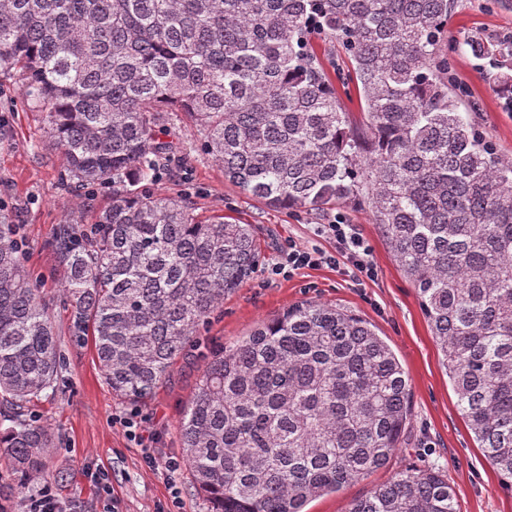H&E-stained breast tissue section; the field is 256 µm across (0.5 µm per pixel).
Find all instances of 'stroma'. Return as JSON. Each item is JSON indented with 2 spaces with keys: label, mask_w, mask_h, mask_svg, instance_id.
<instances>
[{
  "label": "stroma",
  "mask_w": 512,
  "mask_h": 512,
  "mask_svg": "<svg viewBox=\"0 0 512 512\" xmlns=\"http://www.w3.org/2000/svg\"><path fill=\"white\" fill-rule=\"evenodd\" d=\"M512 38V0H453L448 33L439 44L448 72L467 91L462 110L472 117L499 154L512 159V104L484 80L488 62L471 55L466 41ZM0 208L20 224L25 264L55 322L64 364L55 390L34 401L32 413L49 424L55 437L51 466L66 471L56 485L64 512H210L193 485L188 469L170 479L146 463L144 453L181 457L179 424L202 372V353L215 344L229 345L263 321L296 304L319 301L359 314L385 337L410 380V416L400 448L388 465L339 492L312 501L307 512H348L354 500L405 471L434 470L447 479L459 512H512V493L503 489L496 470L474 442L457 407L456 396L440 364L435 338L420 308L415 289L393 260L370 209L353 203L340 207L359 225L372 249L377 277L352 286L335 268H307L292 278L267 280L256 272L243 287L225 296L155 394L131 403L105 383L91 342L73 334V313L60 291L64 269L52 249L65 221L91 225L96 213L112 203L108 190H69L63 186L65 159L49 143L45 115L24 96L17 80H0ZM170 138L181 149L180 162L156 188L180 198L190 196L199 220L224 215L253 225L262 262H269L278 241L292 237L306 245L332 250L314 237L311 225L326 213L274 209L241 193L225 180L224 169L198 149L200 134L183 113L173 115ZM136 412L138 437H130L118 417ZM105 476L110 493L97 487Z\"/></svg>",
  "instance_id": "1"
}]
</instances>
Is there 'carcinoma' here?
I'll use <instances>...</instances> for the list:
<instances>
[{"label":"carcinoma","mask_w":512,"mask_h":512,"mask_svg":"<svg viewBox=\"0 0 512 512\" xmlns=\"http://www.w3.org/2000/svg\"><path fill=\"white\" fill-rule=\"evenodd\" d=\"M452 0H0V75L20 80L63 152V180L112 191L87 233L54 242L76 332L112 392L152 394L261 251L250 224H203L188 198L151 190L180 153L172 113L201 127L224 179L271 208L368 207L416 288L485 458L512 491V161L448 89ZM314 35L341 48L350 123ZM512 58L509 41H466ZM512 99V75L489 71ZM180 422L183 459L211 512H305L389 463L409 419L408 377L360 316L294 305L209 348ZM61 354L0 213V466L25 499L48 478L50 428L28 405L56 389ZM348 512H459L448 480L405 472Z\"/></svg>","instance_id":"obj_1"}]
</instances>
